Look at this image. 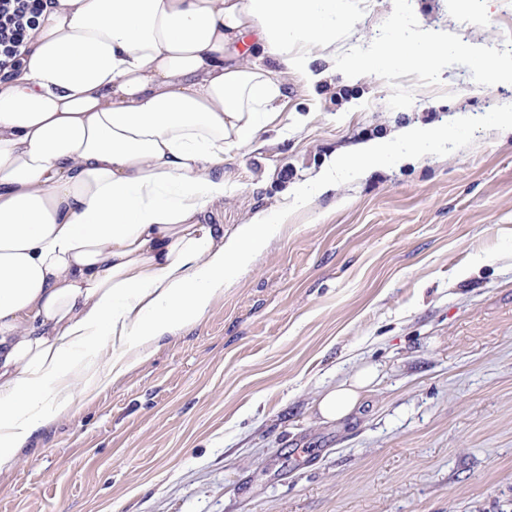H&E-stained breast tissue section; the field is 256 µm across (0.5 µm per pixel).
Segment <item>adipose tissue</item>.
I'll list each match as a JSON object with an SVG mask.
<instances>
[{
	"label": "adipose tissue",
	"instance_id": "obj_1",
	"mask_svg": "<svg viewBox=\"0 0 512 512\" xmlns=\"http://www.w3.org/2000/svg\"><path fill=\"white\" fill-rule=\"evenodd\" d=\"M346 22L342 0H45L21 64L0 76V467L199 322L289 210L466 141L468 115L407 126L336 154L232 235L202 223L224 199L225 154L275 119L279 72L317 81ZM458 48L512 75V58L420 26L357 62L435 70ZM376 377L365 367L323 391L321 422L350 416Z\"/></svg>",
	"mask_w": 512,
	"mask_h": 512
}]
</instances>
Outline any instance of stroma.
Instances as JSON below:
<instances>
[{
	"mask_svg": "<svg viewBox=\"0 0 512 512\" xmlns=\"http://www.w3.org/2000/svg\"><path fill=\"white\" fill-rule=\"evenodd\" d=\"M336 68L281 74L279 117L224 157L233 232L344 146L512 103L464 52L367 73L400 28L512 55V0H345ZM362 408L314 402L363 366ZM0 512H512V135L373 171L288 214L197 324L0 470Z\"/></svg>",
	"mask_w": 512,
	"mask_h": 512,
	"instance_id": "stroma-1",
	"label": "stroma"
}]
</instances>
